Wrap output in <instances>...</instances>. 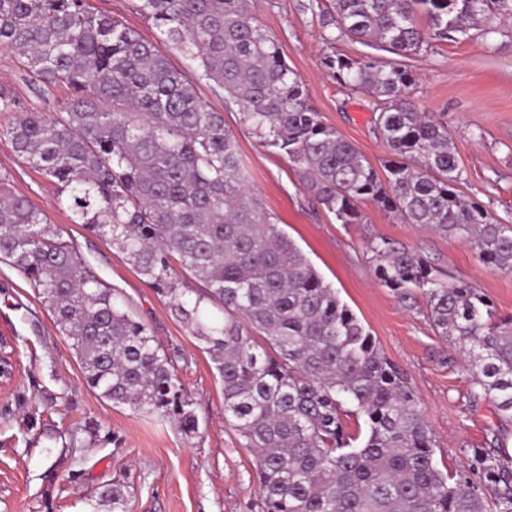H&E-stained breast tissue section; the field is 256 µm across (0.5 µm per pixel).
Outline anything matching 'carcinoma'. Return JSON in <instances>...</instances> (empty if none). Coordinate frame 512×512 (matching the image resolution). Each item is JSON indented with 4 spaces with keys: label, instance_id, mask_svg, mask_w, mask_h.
<instances>
[{
    "label": "carcinoma",
    "instance_id": "1",
    "mask_svg": "<svg viewBox=\"0 0 512 512\" xmlns=\"http://www.w3.org/2000/svg\"><path fill=\"white\" fill-rule=\"evenodd\" d=\"M329 2L323 17L339 36L391 54L323 60L338 84L378 100L374 123L391 155L383 178L324 123L248 0H139L157 42L182 54L181 69L84 0H0V50L19 57L34 90L72 92L64 111L41 112L1 86L0 112L11 114L3 132L18 158L57 185L75 223L125 254L203 345L223 385L224 418L254 456L262 512H487L488 496L496 512H512V455L498 441L473 449L465 469L438 467L407 376L271 220L224 115L197 91L205 83L224 92L225 107L288 157L337 222L361 223L360 206L372 202L468 242L485 267L512 273V225L459 191L447 124L416 101L405 63L429 37L501 33L496 22L512 20V0ZM368 250L379 283L411 305L421 294L438 334L463 349L470 406L488 402L512 423V316L407 246L381 239ZM0 257L50 309L101 398L196 433L172 357L72 242L41 227L6 175ZM351 416L365 431L348 432ZM126 505L127 484L114 479L92 512Z\"/></svg>",
    "mask_w": 512,
    "mask_h": 512
}]
</instances>
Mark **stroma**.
<instances>
[{
  "label": "stroma",
  "mask_w": 512,
  "mask_h": 512,
  "mask_svg": "<svg viewBox=\"0 0 512 512\" xmlns=\"http://www.w3.org/2000/svg\"><path fill=\"white\" fill-rule=\"evenodd\" d=\"M311 2L249 0V8L261 29L278 41L324 122L382 168L389 154L373 122L374 97L340 86L322 65L326 56L360 58L369 49L323 27ZM407 63L418 78L414 97L426 111L443 114L448 125L462 192L512 224V30L434 40ZM0 83L39 111L59 112L72 100L62 84L35 93L16 58L1 50ZM198 94L223 113L250 186L275 224L407 375L435 436L439 466L459 467L471 449L489 446L497 433L512 452V424L501 425L491 404L470 407V377L460 348L437 335L425 300L408 307L379 285L367 243L385 238L416 250L433 266L477 283L505 316L512 315V274L483 267L466 242L400 223L370 203L362 206L363 223H337L312 200L287 157L265 148L241 125L238 112L225 111L222 96L204 84ZM0 173L31 201L47 229L72 241L102 280L129 297L134 315L163 349L179 352L178 376L199 422L197 434L188 436L174 423L98 396L37 292L0 259V333L13 337L19 352L16 379L0 391V512H90L91 496L116 477L129 486L127 512H261L253 455L224 419V390L209 354L170 316L123 253L72 222L58 202L56 185L22 163L5 137L0 138ZM29 416L35 429L25 427ZM91 421L100 427L99 442L73 455L40 435L46 428L80 441Z\"/></svg>",
  "instance_id": "obj_1"
}]
</instances>
